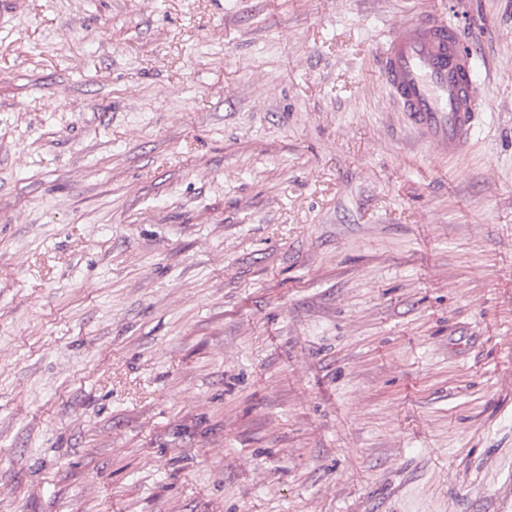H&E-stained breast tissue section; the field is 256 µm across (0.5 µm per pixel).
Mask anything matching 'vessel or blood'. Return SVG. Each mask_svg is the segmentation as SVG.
<instances>
[{
    "instance_id": "b4317fda",
    "label": "vessel or blood",
    "mask_w": 512,
    "mask_h": 512,
    "mask_svg": "<svg viewBox=\"0 0 512 512\" xmlns=\"http://www.w3.org/2000/svg\"><path fill=\"white\" fill-rule=\"evenodd\" d=\"M472 59L448 23L399 25L382 47V74L394 102L430 143L451 154L470 142L486 104Z\"/></svg>"
}]
</instances>
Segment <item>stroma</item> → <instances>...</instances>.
<instances>
[{
    "label": "stroma",
    "instance_id": "35a3bbf8",
    "mask_svg": "<svg viewBox=\"0 0 512 512\" xmlns=\"http://www.w3.org/2000/svg\"><path fill=\"white\" fill-rule=\"evenodd\" d=\"M0 512H512V0H6ZM472 59L449 23L399 25L382 47V74L394 102L418 132L448 154L471 141L477 112L489 106Z\"/></svg>",
    "mask_w": 512,
    "mask_h": 512
}]
</instances>
